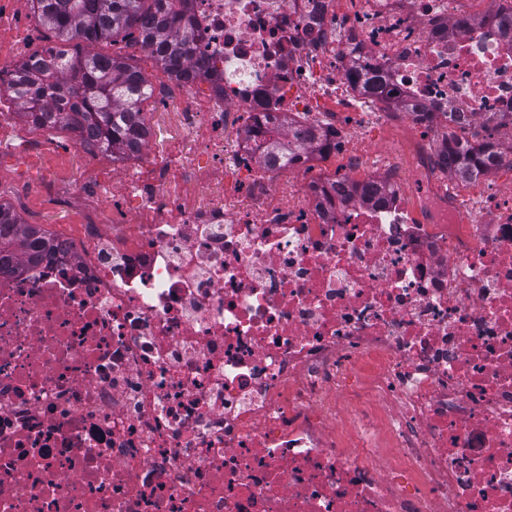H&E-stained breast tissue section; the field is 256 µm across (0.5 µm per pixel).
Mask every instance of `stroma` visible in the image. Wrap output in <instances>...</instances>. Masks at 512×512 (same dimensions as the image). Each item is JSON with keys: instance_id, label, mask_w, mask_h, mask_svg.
I'll return each instance as SVG.
<instances>
[{"instance_id": "1", "label": "stroma", "mask_w": 512, "mask_h": 512, "mask_svg": "<svg viewBox=\"0 0 512 512\" xmlns=\"http://www.w3.org/2000/svg\"><path fill=\"white\" fill-rule=\"evenodd\" d=\"M32 0H0V58L18 64L44 47L53 45L52 31L29 29ZM97 52L131 59L152 81L157 97L171 101L169 109H158L155 100L144 105L151 136L146 148L157 156H196L199 149L181 133L180 85L169 81L156 68L140 45L125 41H104ZM9 72L0 69V202L10 205L24 223L39 225L46 233L72 231L99 207L105 188L146 175L135 159L116 160L111 153L83 150L65 129L46 131L24 122L8 89ZM343 150L336 156L335 172L353 177L350 160L358 154L384 155L405 182L413 180V165L396 156L401 137H414L426 146H436L444 136L438 128L411 127L403 112L385 109L361 124L346 126Z\"/></svg>"}]
</instances>
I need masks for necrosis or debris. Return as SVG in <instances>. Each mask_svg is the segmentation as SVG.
<instances>
[{"instance_id": "obj_1", "label": "necrosis or debris", "mask_w": 512, "mask_h": 512, "mask_svg": "<svg viewBox=\"0 0 512 512\" xmlns=\"http://www.w3.org/2000/svg\"><path fill=\"white\" fill-rule=\"evenodd\" d=\"M187 0L213 101L202 151L252 113L251 206L133 181L54 253L0 274V512H512V192L469 215L415 139L417 193L346 199L281 171L262 116L337 112L351 74L448 128L512 112V39L488 0ZM142 215L123 212L127 195Z\"/></svg>"}]
</instances>
